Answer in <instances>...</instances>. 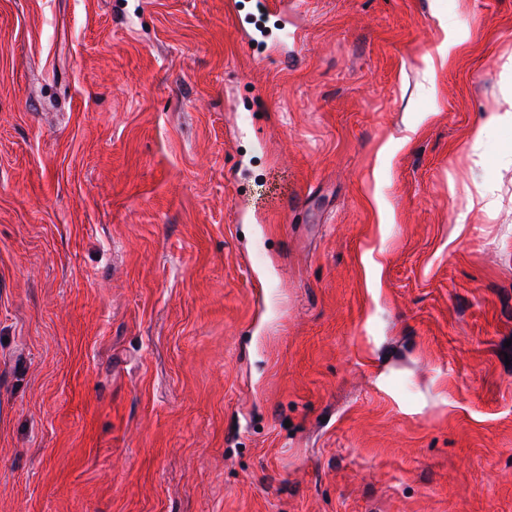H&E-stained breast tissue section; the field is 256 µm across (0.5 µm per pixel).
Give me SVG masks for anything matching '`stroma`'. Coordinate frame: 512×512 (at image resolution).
Wrapping results in <instances>:
<instances>
[{"label": "stroma", "instance_id": "stroma-1", "mask_svg": "<svg viewBox=\"0 0 512 512\" xmlns=\"http://www.w3.org/2000/svg\"><path fill=\"white\" fill-rule=\"evenodd\" d=\"M114 2L0 0V512H512V0Z\"/></svg>", "mask_w": 512, "mask_h": 512}]
</instances>
